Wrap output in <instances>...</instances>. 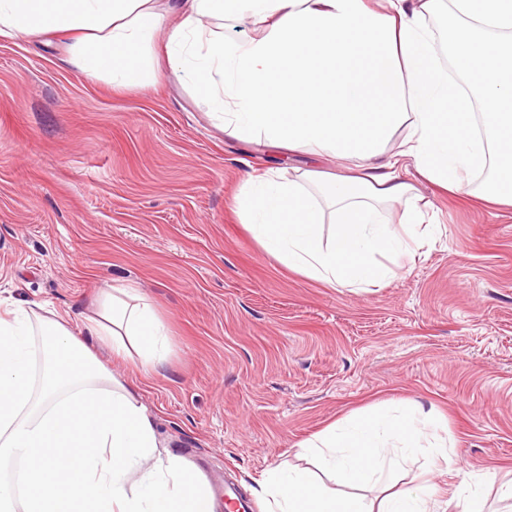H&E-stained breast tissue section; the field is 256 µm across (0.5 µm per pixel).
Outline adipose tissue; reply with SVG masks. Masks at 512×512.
Instances as JSON below:
<instances>
[{
  "instance_id": "ef3b65f1",
  "label": "adipose tissue",
  "mask_w": 512,
  "mask_h": 512,
  "mask_svg": "<svg viewBox=\"0 0 512 512\" xmlns=\"http://www.w3.org/2000/svg\"><path fill=\"white\" fill-rule=\"evenodd\" d=\"M167 10L179 21L166 69L225 134L347 165L344 176L299 168L242 186V223L288 269L343 288L398 276L424 237L421 196L399 173L406 159L444 190L512 206V0H0V38L66 35L71 67L136 89L155 76ZM432 16L448 22L453 73L437 65ZM243 20L251 35H225ZM395 203L406 206L396 225L386 214ZM83 330L75 336L48 303L0 305V512H216L205 476L182 456H157L136 387L96 355L106 347L161 367L170 345L152 302L109 288ZM440 429L434 411L413 404L338 420L299 449L336 484L386 482L402 464L397 447L447 461ZM260 493L269 512H429L432 490L418 484L374 504L277 467Z\"/></svg>"
}]
</instances>
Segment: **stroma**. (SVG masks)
Returning a JSON list of instances; mask_svg holds the SVG:
<instances>
[{
  "label": "stroma",
  "mask_w": 512,
  "mask_h": 512,
  "mask_svg": "<svg viewBox=\"0 0 512 512\" xmlns=\"http://www.w3.org/2000/svg\"><path fill=\"white\" fill-rule=\"evenodd\" d=\"M315 161L338 168L227 136L169 73L120 91L58 45L0 39V300L48 302L77 324L99 290H141L169 334L164 368L145 377L108 349L99 358L138 384L168 451L209 483L232 476L255 512L270 468L314 470L299 442L415 401L448 433L449 459L429 471L436 500L492 471L484 510L503 512L512 208L480 211L406 166L432 237L386 285L335 288L266 255L236 214L248 175Z\"/></svg>",
  "instance_id": "obj_1"
}]
</instances>
